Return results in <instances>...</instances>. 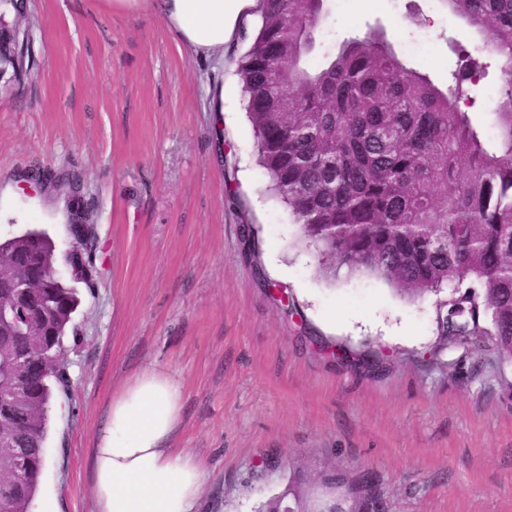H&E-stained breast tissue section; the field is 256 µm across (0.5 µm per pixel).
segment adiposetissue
Instances as JSON below:
<instances>
[{
	"label": "adipose tissue",
	"instance_id": "adipose-tissue-1",
	"mask_svg": "<svg viewBox=\"0 0 512 512\" xmlns=\"http://www.w3.org/2000/svg\"><path fill=\"white\" fill-rule=\"evenodd\" d=\"M149 7L195 53L223 59L224 45L258 0H108ZM181 388L156 370L140 371L117 394L97 427L88 458L94 512H195L205 481L201 461L175 447Z\"/></svg>",
	"mask_w": 512,
	"mask_h": 512
}]
</instances>
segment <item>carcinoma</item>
<instances>
[{
  "label": "carcinoma",
  "instance_id": "1",
  "mask_svg": "<svg viewBox=\"0 0 512 512\" xmlns=\"http://www.w3.org/2000/svg\"><path fill=\"white\" fill-rule=\"evenodd\" d=\"M512 71V0H444ZM260 22L238 74L268 191L288 206L320 269L366 271L411 300L475 283L478 296L439 302L448 336H490L512 356V82L494 99L495 139L473 125L464 85L482 73L473 63L442 90L399 58L382 30L305 65L316 36L327 38L324 0H259ZM85 267L90 282L93 228ZM0 260L35 279L19 305L34 321L0 311V395L21 371L27 392L0 398V512H29L47 467L49 410L67 385L65 341L80 301L51 275L58 252L43 231L0 239ZM491 329L480 326V316ZM29 461L12 488L14 449Z\"/></svg>",
  "mask_w": 512,
  "mask_h": 512
}]
</instances>
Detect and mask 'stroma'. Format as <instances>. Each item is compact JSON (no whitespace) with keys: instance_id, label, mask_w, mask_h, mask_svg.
<instances>
[{"instance_id":"1","label":"stroma","mask_w":512,"mask_h":512,"mask_svg":"<svg viewBox=\"0 0 512 512\" xmlns=\"http://www.w3.org/2000/svg\"><path fill=\"white\" fill-rule=\"evenodd\" d=\"M324 8L336 41L383 30L443 90L480 46L440 0ZM24 24L34 64L0 91V237L37 228L67 250L71 181L99 246L31 512H93L94 432L152 369L181 387L176 445L207 470L197 512H255L287 488L318 510L512 512V357L488 336H445L436 302L460 289L412 301L364 271H320L257 161L237 73L249 38L218 64L149 8L106 0H27ZM416 40L425 57L406 54ZM482 61L465 110L486 127L504 78ZM37 168L47 181L26 179Z\"/></svg>"}]
</instances>
